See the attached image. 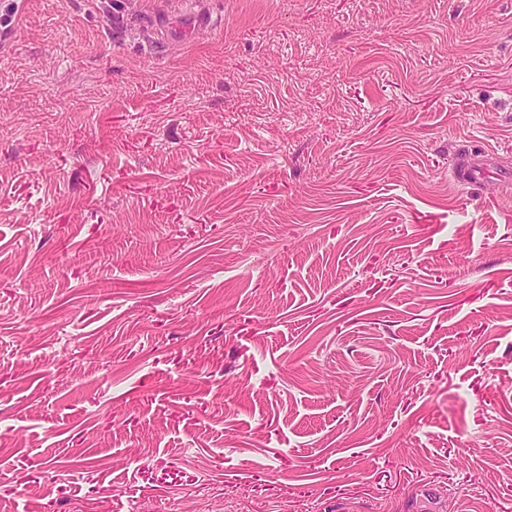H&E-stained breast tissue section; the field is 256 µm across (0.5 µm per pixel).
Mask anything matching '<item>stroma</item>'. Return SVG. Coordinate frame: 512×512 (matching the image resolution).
I'll return each mask as SVG.
<instances>
[{"mask_svg": "<svg viewBox=\"0 0 512 512\" xmlns=\"http://www.w3.org/2000/svg\"><path fill=\"white\" fill-rule=\"evenodd\" d=\"M203 2L0 52V505L512 512V0ZM184 9L172 22L161 21V41L169 45H179L190 41L194 32L201 28H210L212 16L199 10L197 4ZM492 153L483 149L478 155L461 161L453 169L458 182L472 189H479L491 178L509 180L511 174L499 168L493 160Z\"/></svg>", "mask_w": 512, "mask_h": 512, "instance_id": "1", "label": "stroma"}]
</instances>
